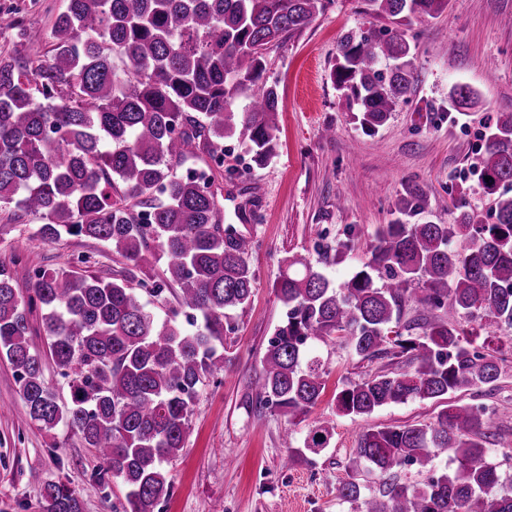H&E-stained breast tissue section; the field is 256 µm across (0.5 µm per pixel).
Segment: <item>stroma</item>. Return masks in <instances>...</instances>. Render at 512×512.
Wrapping results in <instances>:
<instances>
[{"label":"stroma","instance_id":"obj_1","mask_svg":"<svg viewBox=\"0 0 512 512\" xmlns=\"http://www.w3.org/2000/svg\"><path fill=\"white\" fill-rule=\"evenodd\" d=\"M65 0H0V9L18 11L27 38L25 50L43 51L52 42V24ZM361 0H331L303 31L267 52L268 81L277 83L278 152L255 165L247 148L224 142V166L239 171L219 184L224 223L252 238L248 262L255 273L252 300L232 314L234 329L224 338L228 363L200 388L189 418L184 448L166 465L173 484L160 512H363L364 496L377 492L378 477L360 469L363 497L339 498L350 477L346 464L362 430L376 425L428 424L441 406L411 400L351 418L336 411L345 385L375 372H400L405 364L388 357L364 360L344 344L317 341L311 352L325 371L324 393L296 439L322 418L336 421L330 448L306 455L290 468L281 460L287 417L254 408L262 376L261 357L284 309L273 288L286 257L300 254L334 285H342L367 261L382 225L407 184H419L429 205L421 221L452 223L466 206L492 222L473 167L483 150L487 126L496 113L512 112V0H450L439 16L413 25L412 59L417 82L376 133H364L331 78L339 38L377 26ZM470 86L478 104L459 114L448 109L452 85ZM333 138H324L325 130ZM39 218L9 225L0 235V265L21 258L29 269L74 264L87 254L101 265L124 270V260L99 241L66 236L48 242L37 236ZM347 243L338 254L339 243ZM488 429L512 430V356L488 396ZM61 482L79 491L82 512H112L124 496L116 479L104 490L90 485L101 470L93 449L66 426L40 429L26 413L14 369L0 356V512H41L40 482Z\"/></svg>","mask_w":512,"mask_h":512}]
</instances>
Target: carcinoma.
<instances>
[{"mask_svg": "<svg viewBox=\"0 0 512 512\" xmlns=\"http://www.w3.org/2000/svg\"><path fill=\"white\" fill-rule=\"evenodd\" d=\"M331 0H66L44 53L0 55V214L30 215L37 234L97 240L140 266L166 258L160 277L134 288L98 266L29 273L19 258L0 266V355L15 369L31 421L51 431L64 424L95 450L125 501L112 512H156L170 496L163 464L184 448L192 405L204 380L228 358L231 312L251 300L252 240L221 224L218 192L224 139L248 147L264 165L276 156L277 85L263 84L241 112L235 100L266 70V50L306 29ZM387 25L349 32L339 41L332 76L356 105L367 133L409 101L417 77L406 28L433 18L449 0H363ZM0 30L26 38L23 21L0 12ZM474 92L456 84L448 104L462 112ZM204 154L208 169L185 167ZM494 222L459 210L452 224L416 222L427 193L409 185L400 217L383 225L366 262L337 288L302 255L284 260L274 288L285 317L262 357L260 409L302 423L325 388L307 342L338 336L358 357L405 359L407 370L375 373L342 388L336 410L353 419L410 399L447 401L430 426H375L362 431L347 469L363 465L381 481L366 512H512L506 486L488 460L485 414L448 396L492 388L506 361L498 347L476 346L461 319L512 329V113L488 127L476 162ZM24 281L28 297L20 294ZM177 289L195 321L185 330L148 310ZM420 313L403 320L408 306ZM41 311L51 357L68 379L57 401L42 362L31 352L29 314ZM336 428L318 421L296 445L283 441L288 465L329 448ZM458 463L433 471L441 453ZM405 465L429 472L421 487L397 477ZM339 496L361 497L353 479ZM42 512H81L80 496L42 483Z\"/></svg>", "mask_w": 512, "mask_h": 512, "instance_id": "carcinoma-1", "label": "carcinoma"}]
</instances>
